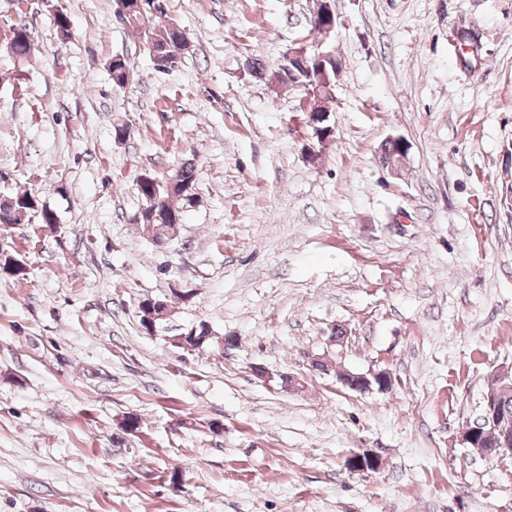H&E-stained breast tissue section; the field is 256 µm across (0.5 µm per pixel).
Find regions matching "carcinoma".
<instances>
[{"mask_svg": "<svg viewBox=\"0 0 512 512\" xmlns=\"http://www.w3.org/2000/svg\"><path fill=\"white\" fill-rule=\"evenodd\" d=\"M132 28L144 30L145 49L159 71H169L178 66L181 54L179 50L186 46L183 33L172 23L167 15L160 17L149 16L141 19L133 16L127 20ZM33 43L30 34L23 24L12 28V35L6 44V51L18 60H24L31 54ZM249 66L254 74L265 79L270 87L298 86L311 84L316 77L307 72L295 70L298 77L288 75V60L282 59L275 67L269 68L264 64L252 61ZM106 69L112 84L124 88L130 81V70L124 59L114 57L106 63ZM176 181L162 183L158 179L144 175L137 181L138 191L146 201V207L140 212L139 223L152 227L153 241L162 245L170 238L175 226L182 222L183 209L191 205L195 198L196 175L194 164L184 163L175 172ZM37 216L41 224L57 223L56 213L41 204L36 196L24 191L18 192L0 203V224H22L31 216ZM0 271L15 279H23L27 271L6 251L0 253ZM140 323L147 332H152L166 315V307L154 309L147 299L139 304Z\"/></svg>", "mask_w": 512, "mask_h": 512, "instance_id": "carcinoma-1", "label": "carcinoma"}]
</instances>
